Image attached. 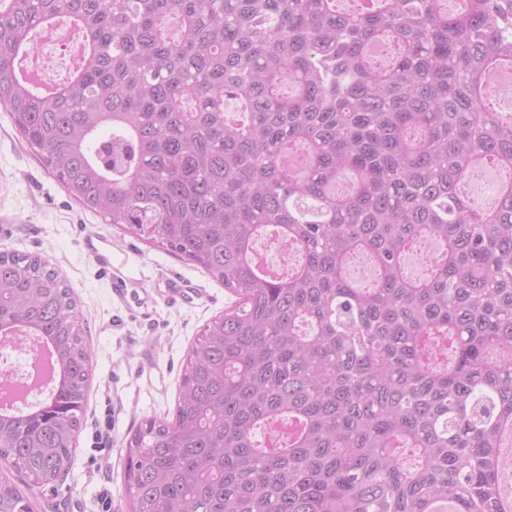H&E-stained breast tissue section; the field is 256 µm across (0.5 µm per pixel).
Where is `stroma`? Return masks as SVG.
<instances>
[{"label": "stroma", "instance_id": "35a3bbf8", "mask_svg": "<svg viewBox=\"0 0 512 512\" xmlns=\"http://www.w3.org/2000/svg\"><path fill=\"white\" fill-rule=\"evenodd\" d=\"M112 252L103 273L93 248ZM46 259L72 288L90 378L68 472L37 483L0 460L34 512H129L126 446L147 418L172 420L188 352L235 297L202 268L82 208L40 163L0 105V251ZM126 283L112 292L113 278ZM192 286L173 302L168 283Z\"/></svg>", "mask_w": 512, "mask_h": 512}]
</instances>
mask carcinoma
I'll use <instances>...</instances> for the list:
<instances>
[{
	"label": "carcinoma",
	"instance_id": "1",
	"mask_svg": "<svg viewBox=\"0 0 512 512\" xmlns=\"http://www.w3.org/2000/svg\"><path fill=\"white\" fill-rule=\"evenodd\" d=\"M338 2L0 0V104L42 165L237 297L191 348L173 420L128 441L129 512H512V188L463 190L476 162L512 164V116L487 106L512 0ZM62 16L86 56L45 95L18 67ZM269 232L292 247L278 279L253 257ZM20 329L60 380L0 415V457L52 482L90 354L71 288L0 252V336ZM0 512H33L7 477Z\"/></svg>",
	"mask_w": 512,
	"mask_h": 512
}]
</instances>
